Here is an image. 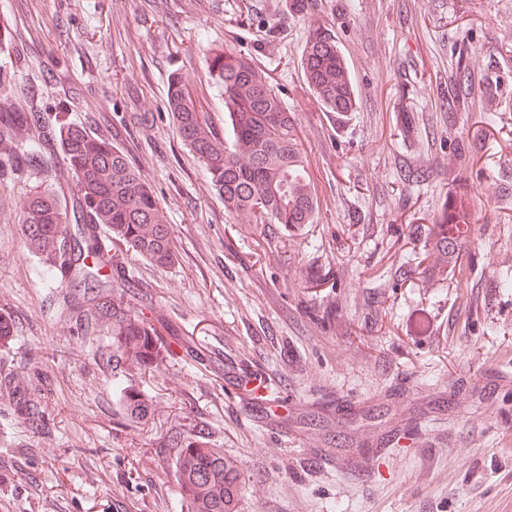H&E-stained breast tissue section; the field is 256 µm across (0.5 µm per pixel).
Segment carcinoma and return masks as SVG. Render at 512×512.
I'll return each instance as SVG.
<instances>
[{"label": "carcinoma", "instance_id": "carcinoma-1", "mask_svg": "<svg viewBox=\"0 0 512 512\" xmlns=\"http://www.w3.org/2000/svg\"><path fill=\"white\" fill-rule=\"evenodd\" d=\"M303 73L309 89L331 112L355 110L350 70L329 30L313 34L306 44ZM209 74L224 90L227 126L219 135L199 109L186 81L170 78L167 106L182 141L195 152L224 201V210L250 224H280L298 231L313 222L316 199L306 166V150L298 141L294 117L275 92L271 76L247 53L233 48L215 50ZM36 133L24 142L22 132ZM59 150L76 179L72 205L78 233L68 232V212L61 209L49 187L37 186L23 202L24 244L43 265L42 274L60 288L105 267L120 271L105 255L97 238L106 225L112 242L164 267L175 256L171 226L153 191L125 152L83 127L50 121L31 99L22 112L0 111V165L49 170L47 154ZM468 233L465 224H433L422 246L423 257L453 250ZM95 323L112 329V372L120 381V399L127 419L140 424L151 413L150 398L133 386L138 372L156 369L170 349L158 345L153 320L120 298L102 296L92 311ZM0 391L12 398L14 411L29 427L45 433L51 425L40 397L14 377L0 376ZM182 449L179 507L182 512H239L242 481L238 465L211 448L203 432L192 429L172 436Z\"/></svg>", "mask_w": 512, "mask_h": 512}]
</instances>
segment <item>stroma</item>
<instances>
[{"instance_id": "1", "label": "stroma", "mask_w": 512, "mask_h": 512, "mask_svg": "<svg viewBox=\"0 0 512 512\" xmlns=\"http://www.w3.org/2000/svg\"><path fill=\"white\" fill-rule=\"evenodd\" d=\"M3 23L0 104L36 98L122 148L176 256L116 249L173 352L136 379L153 413L132 425L111 334L63 312L24 248L40 173L0 167V372L54 421L35 432L0 392V512H171L169 438L196 426L238 461L241 512H512V0H0ZM325 28L354 79L345 116L302 71ZM217 45L295 117L318 202L301 235L228 215L177 133L174 74L224 127ZM447 219L469 227L461 271L428 282L419 238Z\"/></svg>"}]
</instances>
